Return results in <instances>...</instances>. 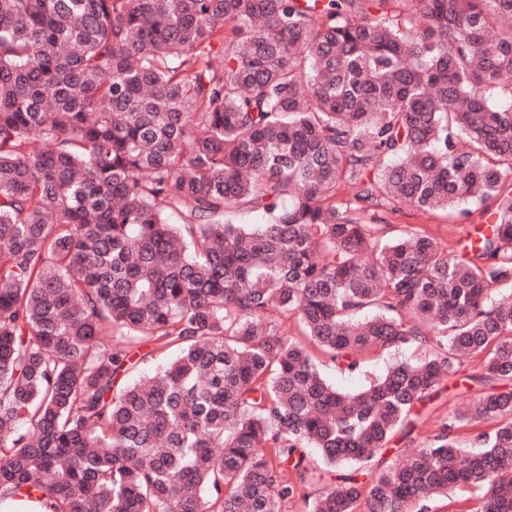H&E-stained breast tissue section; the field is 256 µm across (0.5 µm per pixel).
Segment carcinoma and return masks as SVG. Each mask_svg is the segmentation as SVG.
<instances>
[{
    "instance_id": "cac0c4a2",
    "label": "carcinoma",
    "mask_w": 512,
    "mask_h": 512,
    "mask_svg": "<svg viewBox=\"0 0 512 512\" xmlns=\"http://www.w3.org/2000/svg\"><path fill=\"white\" fill-rule=\"evenodd\" d=\"M390 201L495 219L454 254ZM511 384L512 0H0V499L512 512ZM308 448L357 475L310 498ZM420 356L421 352L414 348L394 347L367 355L361 370L356 373L344 374L326 367L323 369V375L337 387L346 391H354L365 385L368 380L384 373L390 366L401 362H411ZM478 363L477 358H471L463 362L459 375L455 380L447 384L448 389L444 392L443 396L423 410L424 423L422 427L415 432L414 443L410 445L401 442L392 443L388 448L396 449L388 453V461L403 455L405 448H413L419 445L424 438L438 428L443 420L448 418L449 414L458 408L459 404L475 393L476 387L470 391L468 390L465 385V377L477 369Z\"/></svg>"
}]
</instances>
